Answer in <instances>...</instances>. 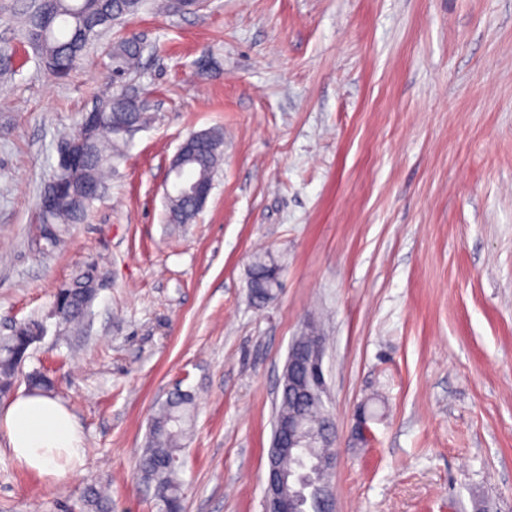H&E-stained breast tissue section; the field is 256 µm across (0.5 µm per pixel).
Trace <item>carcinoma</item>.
Returning a JSON list of instances; mask_svg holds the SVG:
<instances>
[{
    "label": "carcinoma",
    "mask_w": 512,
    "mask_h": 512,
    "mask_svg": "<svg viewBox=\"0 0 512 512\" xmlns=\"http://www.w3.org/2000/svg\"><path fill=\"white\" fill-rule=\"evenodd\" d=\"M146 0H41L40 7L25 20L24 35L41 55L46 69L57 79L71 75L83 58L88 46L99 32L113 23H120L138 14ZM111 67L120 71L112 81V92L99 105L103 108L106 125L95 130L87 128L74 135L84 140L85 156L79 177L55 171L44 187V192L61 190L51 224L39 225L40 238L46 248L53 250L65 242L69 226L84 222L89 199L82 194L87 184L102 185L105 169L112 159L122 154V134L115 126H142L149 115L128 92L126 83L137 72L140 49L136 38L112 43L108 52ZM223 134L211 131L201 140L190 166L193 173L206 181L214 177L222 159ZM169 221L186 224L192 218V206L176 194L168 201ZM280 268L269 255L254 262L249 276L250 298L264 305L276 297ZM99 284L97 269L93 266L76 274L60 288L55 296V308L65 323H79L88 314ZM42 335V324L36 321L17 326L13 333L0 339V395L8 394L14 386L19 370L28 357L29 347ZM29 388L37 393L49 394L52 380L42 373L27 376ZM301 413L304 424L318 426L328 417L324 401L319 398L300 404L281 392L276 407V420H286L293 411ZM194 406L191 396L176 392L156 408L149 427L145 451L139 463L142 479L154 486L160 512H182V494L179 471L182 461L178 451L193 420ZM80 512H112V502L96 489H89Z\"/></svg>",
    "instance_id": "cac0c4a2"
}]
</instances>
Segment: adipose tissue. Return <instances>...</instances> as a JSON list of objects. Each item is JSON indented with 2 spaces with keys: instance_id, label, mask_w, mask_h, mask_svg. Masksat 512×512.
Listing matches in <instances>:
<instances>
[{
  "instance_id": "1",
  "label": "adipose tissue",
  "mask_w": 512,
  "mask_h": 512,
  "mask_svg": "<svg viewBox=\"0 0 512 512\" xmlns=\"http://www.w3.org/2000/svg\"><path fill=\"white\" fill-rule=\"evenodd\" d=\"M0 427L20 468L65 478L83 463L81 429L56 400L32 394L17 396L0 414Z\"/></svg>"
}]
</instances>
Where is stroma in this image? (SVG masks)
I'll return each instance as SVG.
<instances>
[{"label":"stroma","mask_w":512,"mask_h":512,"mask_svg":"<svg viewBox=\"0 0 512 512\" xmlns=\"http://www.w3.org/2000/svg\"><path fill=\"white\" fill-rule=\"evenodd\" d=\"M34 0H0V336L46 326L45 367L82 431L63 480L22 470L0 431V512H159L138 470L156 406L181 389L183 512H265L288 348L325 338L335 512H512V0H209L112 26L65 80L23 35ZM147 47L151 120L65 248L36 235L57 134L112 90L107 45ZM224 133L205 207L167 218L192 133ZM280 267L249 297L260 253ZM104 282L81 330L54 315L86 265ZM368 410V441L353 415ZM205 134H206L205 132L191 134L180 144L178 151L172 160V163L169 167V170H168V173L166 176V183L164 186L165 197H167L171 193L175 192V189H174L175 177L180 172V169H181V166L179 163H180L181 159L183 158V156L187 153L188 147L190 146V144L193 141L203 137ZM280 268L270 255L257 258L249 276L250 298L257 305L273 301L279 284Z\"/></svg>","instance_id":"35a3bbf8"}]
</instances>
